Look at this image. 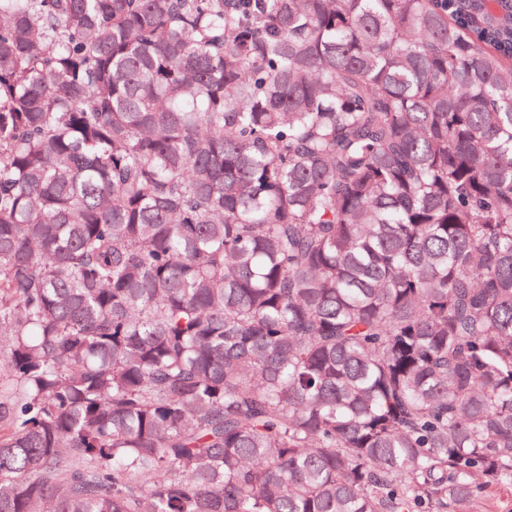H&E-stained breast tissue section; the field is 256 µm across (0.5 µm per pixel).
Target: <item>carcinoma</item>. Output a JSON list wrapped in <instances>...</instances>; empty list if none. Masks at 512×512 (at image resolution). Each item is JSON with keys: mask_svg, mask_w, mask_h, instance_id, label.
<instances>
[{"mask_svg": "<svg viewBox=\"0 0 512 512\" xmlns=\"http://www.w3.org/2000/svg\"><path fill=\"white\" fill-rule=\"evenodd\" d=\"M0 512L512 492V0H0Z\"/></svg>", "mask_w": 512, "mask_h": 512, "instance_id": "carcinoma-1", "label": "carcinoma"}]
</instances>
